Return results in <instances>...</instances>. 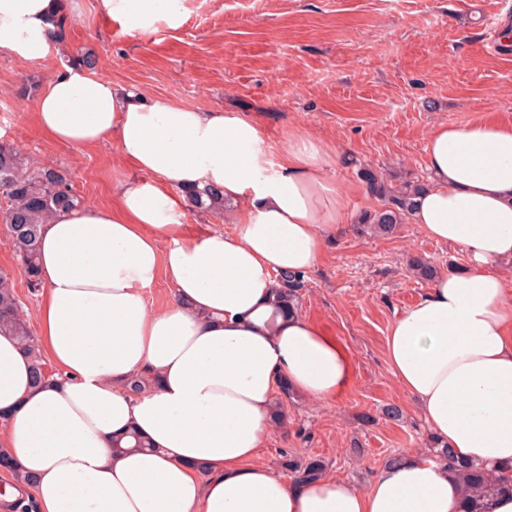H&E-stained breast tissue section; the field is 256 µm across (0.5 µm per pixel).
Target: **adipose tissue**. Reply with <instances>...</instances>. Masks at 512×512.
I'll return each instance as SVG.
<instances>
[{
    "instance_id": "adipose-tissue-1",
    "label": "adipose tissue",
    "mask_w": 512,
    "mask_h": 512,
    "mask_svg": "<svg viewBox=\"0 0 512 512\" xmlns=\"http://www.w3.org/2000/svg\"><path fill=\"white\" fill-rule=\"evenodd\" d=\"M181 0H99L145 31L178 25ZM61 0H0V48L26 59L56 50ZM53 140L114 145L137 175L113 207L52 215L41 230L39 345L56 373L0 332V447L35 482L0 496L11 512H461L459 480L422 453L379 468L367 489L324 478L291 484L260 460L276 390L340 396L351 360L300 315L280 311L283 271L313 270L349 222L330 173L339 147L289 129L271 158L260 124L233 110L146 96L65 66L34 114ZM432 183L409 215L425 238L460 245L465 271L436 275L393 321L390 371L435 440L461 460L512 465V124L441 122ZM220 191L241 211L232 233L187 231L189 189ZM171 300L150 311L158 279ZM148 380L132 394L133 377ZM137 431L151 452H116Z\"/></svg>"
}]
</instances>
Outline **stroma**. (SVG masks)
<instances>
[{"label": "stroma", "instance_id": "obj_1", "mask_svg": "<svg viewBox=\"0 0 512 512\" xmlns=\"http://www.w3.org/2000/svg\"><path fill=\"white\" fill-rule=\"evenodd\" d=\"M496 7V0H186L177 27L141 32L101 12L98 0H66L57 53L28 61L0 49V110L12 114L0 137L64 170L85 204H111L116 179L133 174L115 148L60 144L33 121L44 86L89 53L96 75L123 87L248 113L271 150L291 128L337 145L347 160L331 177L342 187L360 183L365 168L395 185H424L436 123L512 124V59L485 46L482 14ZM412 253L442 271L468 265L460 246L428 240L406 222L391 237L346 228L304 274L300 313L347 352L351 378L330 401L283 399L286 420L261 452L275 471L287 454L319 458L327 476L363 489L389 456L434 455L429 426L386 359L391 323L430 288L408 271ZM0 269L34 320L40 295L28 288L1 223ZM392 406L399 417L386 416Z\"/></svg>", "mask_w": 512, "mask_h": 512}]
</instances>
